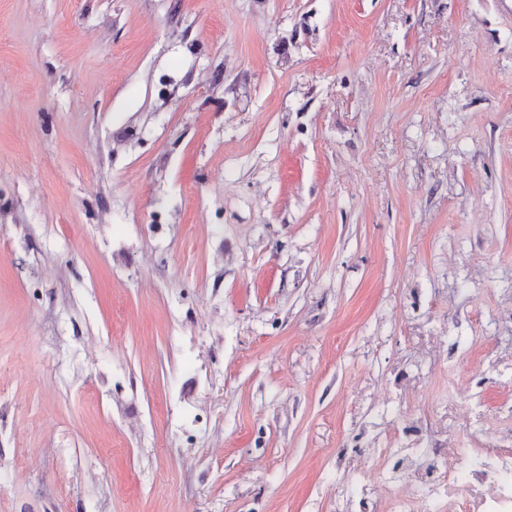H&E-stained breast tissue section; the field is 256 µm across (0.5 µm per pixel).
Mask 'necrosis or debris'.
Returning <instances> with one entry per match:
<instances>
[{
  "mask_svg": "<svg viewBox=\"0 0 512 512\" xmlns=\"http://www.w3.org/2000/svg\"><path fill=\"white\" fill-rule=\"evenodd\" d=\"M472 374L448 383V423L406 431L404 445L338 450L362 483L364 512H512V395L484 394L512 378V357L485 346ZM495 447L484 446L483 431Z\"/></svg>",
  "mask_w": 512,
  "mask_h": 512,
  "instance_id": "4bbe7bcc",
  "label": "necrosis or debris"
}]
</instances>
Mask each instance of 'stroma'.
I'll list each match as a JSON object with an SVG mask.
<instances>
[{"label":"stroma","mask_w":512,"mask_h":512,"mask_svg":"<svg viewBox=\"0 0 512 512\" xmlns=\"http://www.w3.org/2000/svg\"><path fill=\"white\" fill-rule=\"evenodd\" d=\"M500 301L512 0H0V512H336Z\"/></svg>","instance_id":"stroma-1"}]
</instances>
